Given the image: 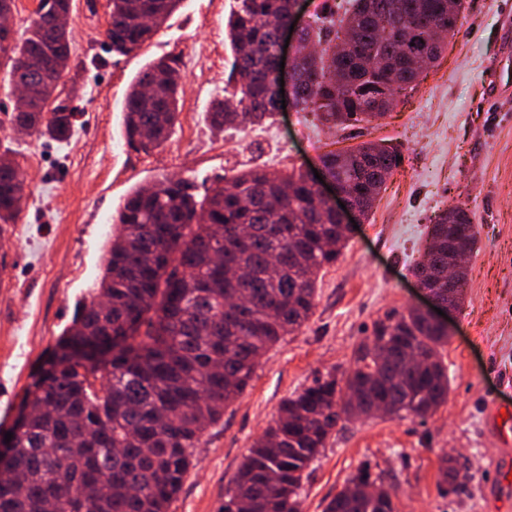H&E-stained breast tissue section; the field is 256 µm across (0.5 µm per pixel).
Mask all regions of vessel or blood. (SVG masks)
Wrapping results in <instances>:
<instances>
[{
	"label": "vessel or blood",
	"instance_id": "b4317fda",
	"mask_svg": "<svg viewBox=\"0 0 512 512\" xmlns=\"http://www.w3.org/2000/svg\"><path fill=\"white\" fill-rule=\"evenodd\" d=\"M512 413V408L491 400L487 403L482 428L488 436L497 438L500 450L483 483L488 498L502 503L512 497V488L505 483V477L512 472V426L505 423L504 415Z\"/></svg>",
	"mask_w": 512,
	"mask_h": 512
}]
</instances>
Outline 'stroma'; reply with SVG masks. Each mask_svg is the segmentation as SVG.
Returning <instances> with one entry per match:
<instances>
[{
  "mask_svg": "<svg viewBox=\"0 0 512 512\" xmlns=\"http://www.w3.org/2000/svg\"><path fill=\"white\" fill-rule=\"evenodd\" d=\"M232 7L233 0H180L148 42L120 56L104 42L108 0H72L65 86L76 92L77 115L66 142L13 131L0 70V144L11 147L26 181L16 223L0 226V432L96 288L112 216L134 187L176 177L202 195L250 167L316 169L325 152L382 141L400 150L401 167L336 264L320 272L309 321L269 349L245 393L205 432L170 512H219L281 401L347 369L387 313L423 303L410 266L428 225L451 207L468 213L477 249L464 300L448 317V399L423 419L340 420L305 473L302 512H323L364 468L395 492L397 512H491L481 483L497 448L480 429L482 406L492 398L512 406V0H463L458 33L415 88L381 120L345 130L290 109L263 124L211 128L206 108L223 96L232 61ZM167 57L186 77L179 119L169 140L147 153L126 141L125 96L143 66ZM446 453L467 474L456 494L441 488Z\"/></svg>",
  "mask_w": 512,
  "mask_h": 512,
  "instance_id": "1",
  "label": "stroma"
}]
</instances>
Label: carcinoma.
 <instances>
[{
    "mask_svg": "<svg viewBox=\"0 0 512 512\" xmlns=\"http://www.w3.org/2000/svg\"><path fill=\"white\" fill-rule=\"evenodd\" d=\"M104 37L128 55L158 31L179 0H109ZM341 19L325 0L298 31L291 79L296 106L342 128L387 114L457 32L448 8L462 0H348ZM70 0H40L26 30H0L9 84L32 85L50 101L71 67ZM290 0H236L229 19L235 79L231 98L211 101L213 129L261 124L276 115L271 87L276 31ZM152 16L154 25L144 24ZM30 57L54 60L45 75ZM184 75L174 59L148 64L125 101L128 142L160 147L177 121ZM74 112L61 99L13 112L12 124L57 141ZM345 188L365 214L401 152L377 142L349 149ZM25 184L12 152L0 153V224H14ZM104 271L28 387L0 440V512H169L204 432L249 386L267 350L309 320L321 270L346 236L303 170L249 169L198 201L181 179L132 190L112 217ZM477 238L467 212L443 210L412 268L442 300L466 287V266L448 278V257L470 255ZM444 330L414 308L378 322L343 376L329 372L283 399L253 441L221 512H301L305 471L341 417L425 418L448 399ZM442 484L459 485L458 459L444 455ZM323 512H396L390 493L359 473Z\"/></svg>",
    "mask_w": 512,
    "mask_h": 512,
    "instance_id": "cac0c4a2",
    "label": "carcinoma"
}]
</instances>
